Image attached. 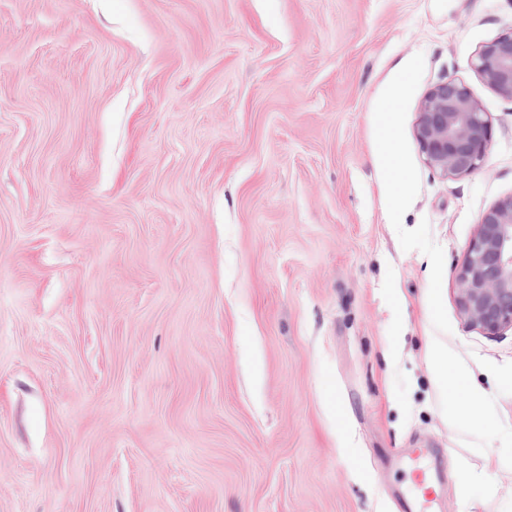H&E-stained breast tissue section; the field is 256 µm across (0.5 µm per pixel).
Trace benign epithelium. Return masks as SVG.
Listing matches in <instances>:
<instances>
[{"label": "benign epithelium", "instance_id": "7a95c632", "mask_svg": "<svg viewBox=\"0 0 512 512\" xmlns=\"http://www.w3.org/2000/svg\"><path fill=\"white\" fill-rule=\"evenodd\" d=\"M473 66L512 100V32L484 45ZM416 139L431 167L462 176L486 159L493 126L466 85L441 82L420 103ZM457 280L459 306L473 324L491 335L512 328V195L482 214Z\"/></svg>", "mask_w": 512, "mask_h": 512}]
</instances>
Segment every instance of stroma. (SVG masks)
<instances>
[{
  "label": "stroma",
  "instance_id": "35a3bbf8",
  "mask_svg": "<svg viewBox=\"0 0 512 512\" xmlns=\"http://www.w3.org/2000/svg\"><path fill=\"white\" fill-rule=\"evenodd\" d=\"M511 31L512 0H0V512H401L418 448L440 512H512V329L456 278L512 195L472 66ZM442 81L493 125L464 176L415 136ZM429 356L433 372L442 387H450L460 393L469 405L479 404L485 393L471 385L469 375L456 367L450 360L443 343L433 340L429 345Z\"/></svg>",
  "mask_w": 512,
  "mask_h": 512
}]
</instances>
